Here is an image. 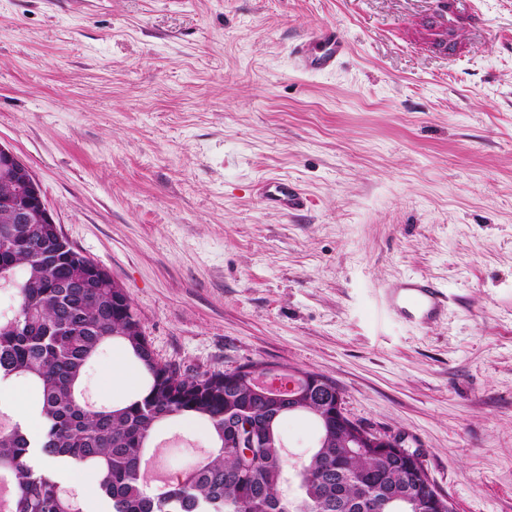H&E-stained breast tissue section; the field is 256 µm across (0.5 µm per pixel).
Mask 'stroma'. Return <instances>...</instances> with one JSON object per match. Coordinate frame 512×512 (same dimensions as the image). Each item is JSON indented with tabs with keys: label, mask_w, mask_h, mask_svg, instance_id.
I'll use <instances>...</instances> for the list:
<instances>
[{
	"label": "stroma",
	"mask_w": 512,
	"mask_h": 512,
	"mask_svg": "<svg viewBox=\"0 0 512 512\" xmlns=\"http://www.w3.org/2000/svg\"><path fill=\"white\" fill-rule=\"evenodd\" d=\"M334 70L292 53L314 28ZM0 144L128 294L155 358L332 380L456 512H512V0H0ZM311 203L266 210L257 188ZM408 277L448 309L382 310ZM90 366L94 403L124 401ZM291 462L314 448L278 425ZM214 445L164 424V477ZM346 53V45L331 26H321L314 30L308 40L295 47L296 57L318 71H331L336 68ZM262 201L273 210L288 213L305 207L306 197L299 187L287 178H273L263 188Z\"/></svg>",
	"instance_id": "obj_1"
}]
</instances>
